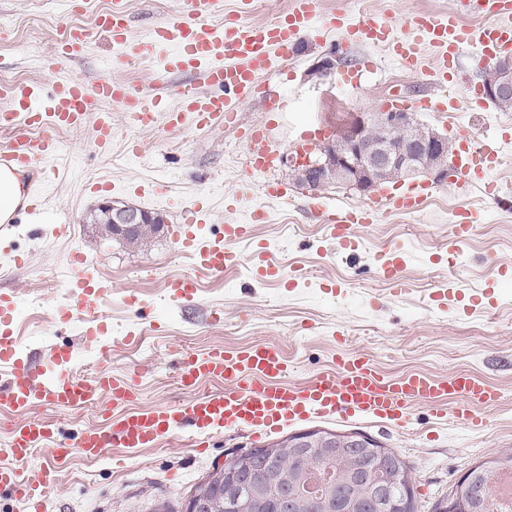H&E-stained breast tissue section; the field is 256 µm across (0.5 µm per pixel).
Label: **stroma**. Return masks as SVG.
<instances>
[{"mask_svg": "<svg viewBox=\"0 0 512 512\" xmlns=\"http://www.w3.org/2000/svg\"><path fill=\"white\" fill-rule=\"evenodd\" d=\"M292 0H221L219 11L207 15L212 24L225 15L242 13L249 22H271L285 14ZM112 0H0V84L38 82L44 92L76 82L92 91L99 78L110 76L142 94L166 88L169 104L184 75L164 71L166 49L144 59L139 49L157 22L179 20L177 0H127L130 38L116 49L104 38L92 40L77 56L45 69L43 61L61 37L64 25L92 27ZM454 0H318L320 17L335 13L351 19L372 14L385 19L396 36L407 35L416 15L447 14ZM341 31L315 28L304 33L297 54L266 75L263 92L238 103L239 128L187 124L177 130L146 131L130 124L120 110L112 112V146L95 144L97 113L83 125L59 131L54 174L28 170L34 202L32 212L12 224H0V292L13 296L19 313L21 350L35 362L50 365L52 353L64 347L77 364L98 362L100 345L111 349L108 366L116 376L137 372L136 394L127 406L101 398L91 409H61L39 404L29 414L2 412L12 425L33 416L61 423L65 435L102 425L123 410L146 411L185 399L177 368L187 352L243 348L256 343L280 347L288 359V379L302 384L335 368L339 354L369 355L388 376L419 371L435 377L457 372L477 374L501 391L497 406L485 413L486 426L474 431L453 414L429 416L414 405L409 422L398 427L369 417L347 420L314 416L258 436L248 430L213 435L205 453H196L181 435H168L151 448L112 450L89 461L72 455L61 469L56 487L42 501L40 512H153L165 502L182 512L195 485L231 453L313 429L338 434H366L398 453L411 468L418 512H431L471 467L494 454L512 450V280L499 277L512 267V208L504 209L484 191L494 183L512 196V110L489 100H475L471 87L480 85L483 68L464 48L459 79L428 86L426 71L440 56L422 52L418 67L407 68L384 48L369 43L343 44ZM338 60L331 75H313L324 56ZM410 101L416 119L447 134L454 153L496 138L498 158L491 168L445 181L426 175L433 193L415 213L386 204L376 223L357 227L359 248H339L326 225L330 213L371 202L369 194L344 186L310 190L297 185L291 169L279 165L273 177L284 183L290 203L266 198V175L247 176V147L241 128H267L272 146L289 154L302 142L299 127L334 133L352 112H382L392 91ZM439 102L429 110L417 107L421 97ZM139 154H131L130 145ZM238 198L236 208L225 197ZM206 199L208 231L241 224L257 209L266 223L256 225L251 240L230 242L240 265L219 274L198 272L181 254L172 237L175 206ZM109 200L163 215L164 224L152 242L140 249L102 238L85 218L97 203ZM474 217L465 241H457L459 214ZM399 248L402 275L409 288L392 294L377 271L380 252ZM282 274L296 280L284 288L277 280L253 273L259 250ZM24 255L15 266V255ZM97 268L112 282V292L90 312L58 319L66 309L67 278L74 255ZM455 265H448V257ZM191 275L200 285L191 302L172 298L170 278ZM136 294L144 312L128 306ZM224 322H210L213 309ZM108 326L98 341L85 330L94 319Z\"/></svg>", "mask_w": 512, "mask_h": 512, "instance_id": "35a3bbf8", "label": "stroma"}]
</instances>
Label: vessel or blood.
<instances>
[{"instance_id":"obj_1","label":"vessel or blood","mask_w":512,"mask_h":512,"mask_svg":"<svg viewBox=\"0 0 512 512\" xmlns=\"http://www.w3.org/2000/svg\"><path fill=\"white\" fill-rule=\"evenodd\" d=\"M471 14L489 18V25L473 30L462 26L456 14L440 18L425 15L417 20L411 34L393 37L389 26L371 17L347 26L352 41H371L387 45L402 64L416 66L423 44L442 52V63L430 74L434 84L451 82L458 70L461 51L469 41H476L480 61L487 62L501 52L512 49V0H461ZM315 0H293L280 19L266 25H251L238 16H226L222 25L201 22H165L155 26L145 46L170 44L175 51L164 62L168 71L203 70L209 94H200L193 84L178 88V104L166 106L162 97L131 91L130 87L111 77H103L93 93H86L76 83L56 86L47 96H39L24 84H0V122L14 127L8 145L0 158L28 167L49 165L58 148V131L80 126L90 101L119 107L129 119L143 129L154 128L157 121L167 127H180L186 113H194L200 126L234 123L236 101L253 97L271 67V51L279 49L283 57L295 51L299 37L315 24ZM128 13L125 7L113 5L100 13L90 29L72 32L57 44L55 56L71 57L87 41L98 36L109 38L113 45L127 41ZM247 143V165L256 173L276 170L279 154L272 148L266 129L252 127L244 131ZM495 154L488 144H481L460 158L456 168L467 171L493 162ZM426 184L412 186L395 200L399 210L419 209L428 197ZM208 214L202 202L184 205L174 226L173 239L178 249L191 256L199 268L217 274L236 267L240 256L225 247V240L250 239L253 227L265 219L263 211H254L248 224H228L220 239L207 237L204 224ZM374 206L347 210L332 216L330 234L345 249H355L356 226L374 223ZM381 278L393 294L405 293L400 260L383 254L378 260ZM68 297L73 308L95 309L102 296L112 289L109 282L98 278L82 261H75L68 283ZM168 292L176 299L193 300L198 294L196 280L177 277L167 283ZM17 311L11 299L0 298V362L13 373L9 383L0 385V410L25 411L37 403L70 408L109 396L113 403L129 401L135 378L118 379L106 370L86 378L71 370V354L56 350L53 369L32 365L19 352L15 334ZM335 372L320 374L303 384L288 382V361L275 346L255 344L242 349H216L198 355L184 354L178 382L188 391L187 399L144 413H127L103 428H86L72 441L60 442L54 463L44 466L38 478H30L25 465L38 446L56 439L59 429L39 418H31L13 427L6 448L9 463L0 465V490L39 508L40 499L57 482L56 460L77 453L96 461L115 448H151L163 435L184 434L194 449L207 447L215 432L230 428L254 427L273 432L281 427L308 420L311 415L350 417L365 413L376 418L403 424L414 404L430 409L433 417H441L452 409L457 422L468 428L484 426L485 410L501 400L500 391L486 379L469 372H459L439 379L412 372L391 378L378 372L369 358L354 355L337 360ZM207 379L223 381L222 391L196 396L199 383Z\"/></svg>"}]
</instances>
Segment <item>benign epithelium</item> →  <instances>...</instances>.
<instances>
[{
    "mask_svg": "<svg viewBox=\"0 0 512 512\" xmlns=\"http://www.w3.org/2000/svg\"><path fill=\"white\" fill-rule=\"evenodd\" d=\"M512 61L504 59L498 63L493 78L483 82V94L492 103L512 100ZM403 128L410 135L399 143L372 141L367 131ZM342 146L334 139H325L319 151L301 158H285L296 171L300 182L307 185L338 184L371 192L382 184L403 180L419 174L433 173L438 180L448 179V136L431 128L417 125L413 114L408 112L354 113L346 127L338 134ZM102 223L110 224L117 235L140 224H152L159 215L135 206H119L105 201L97 206ZM348 446L360 443V438L332 437L319 431H307L285 444L261 448H248L224 463L225 495L238 497L239 512H254L261 503L258 493L266 486L281 487L290 482L288 467L256 472L244 471L250 459L258 455H278L288 449L317 446L324 443ZM366 506L365 494L358 490L350 498L334 506L336 512H362ZM213 504L207 495V486L200 487L188 500L185 512H210Z\"/></svg>",
    "mask_w": 512,
    "mask_h": 512,
    "instance_id": "7a95c632",
    "label": "benign epithelium"
}]
</instances>
